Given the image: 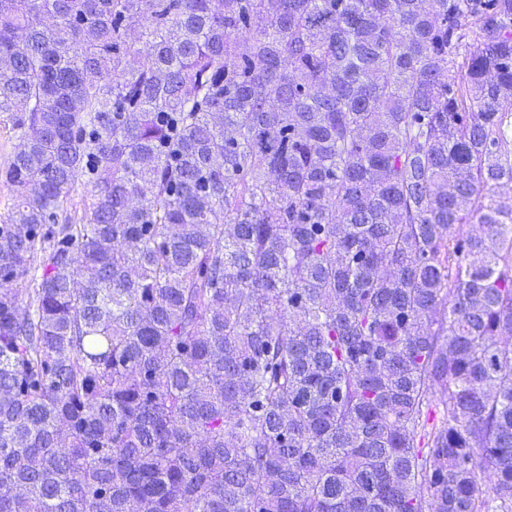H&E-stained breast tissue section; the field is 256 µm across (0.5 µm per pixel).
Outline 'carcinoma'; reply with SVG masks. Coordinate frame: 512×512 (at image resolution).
I'll use <instances>...</instances> for the list:
<instances>
[{
    "label": "carcinoma",
    "instance_id": "1",
    "mask_svg": "<svg viewBox=\"0 0 512 512\" xmlns=\"http://www.w3.org/2000/svg\"><path fill=\"white\" fill-rule=\"evenodd\" d=\"M2 112L0 512H512V0H0ZM11 126V122L6 117L1 118L0 114V224L7 220L14 199L13 186L2 175V169L7 166L11 155L20 145V140L14 136Z\"/></svg>",
    "mask_w": 512,
    "mask_h": 512
}]
</instances>
